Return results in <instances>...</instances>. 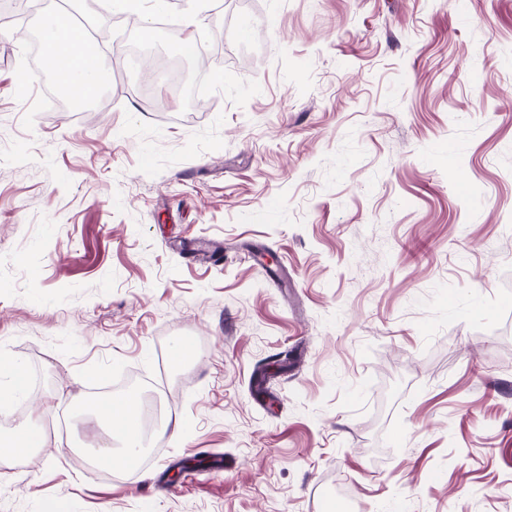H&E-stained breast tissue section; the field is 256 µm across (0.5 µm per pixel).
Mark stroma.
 <instances>
[{"label": "stroma", "instance_id": "stroma-1", "mask_svg": "<svg viewBox=\"0 0 512 512\" xmlns=\"http://www.w3.org/2000/svg\"><path fill=\"white\" fill-rule=\"evenodd\" d=\"M61 1L127 34L0 22V359L45 379L0 512H512V0H172L145 58L197 15L206 97L112 49L89 112L21 36ZM130 373L180 432L102 477L77 403Z\"/></svg>", "mask_w": 512, "mask_h": 512}]
</instances>
